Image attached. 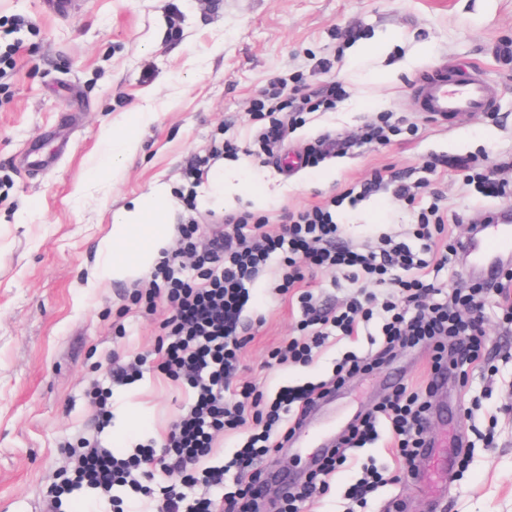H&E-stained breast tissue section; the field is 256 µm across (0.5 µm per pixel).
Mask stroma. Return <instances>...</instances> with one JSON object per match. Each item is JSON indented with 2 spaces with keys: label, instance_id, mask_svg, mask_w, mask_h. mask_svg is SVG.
<instances>
[{
  "label": "stroma",
  "instance_id": "stroma-1",
  "mask_svg": "<svg viewBox=\"0 0 512 512\" xmlns=\"http://www.w3.org/2000/svg\"><path fill=\"white\" fill-rule=\"evenodd\" d=\"M386 38L389 52L353 57L356 45ZM0 512H46L47 485L67 465L65 443L99 440L114 453L162 441L189 400L181 383L148 371L134 381L110 378L115 360L157 348L165 301L136 305L134 282H101L97 246L113 214L154 185L177 189L192 160L207 155L225 121L240 147L250 143L251 104L269 82L332 83L335 109L306 115L283 143L305 153L329 132L346 154L283 173L274 155H229L204 175L193 204L178 203L172 224L195 218L209 237L224 215L250 211L278 228L287 213L322 203L378 171L418 174L438 156L433 186L451 225L465 234L487 210L512 209V195L488 200L465 185L455 164L474 159L512 181V0H73L61 15L42 0H0ZM477 68L498 85L495 111L436 122L418 112L411 88L440 69ZM390 80H383V73ZM146 113L140 143L117 169L104 162L130 114ZM391 112L405 133L385 146H356L378 113ZM53 156L47 170L26 151ZM417 217L393 186L358 206L336 210L348 243L366 249L381 234L410 238ZM270 264L255 283L245 315L253 338L236 378L265 391L327 377L345 352H367L366 337L330 339L314 362L267 366L269 353L300 336L296 301L273 294ZM302 288L320 303H345L353 288L340 272H306ZM487 365L448 369L431 399L429 437L441 444L463 428L465 444L448 476L420 460L413 476L355 506L345 489L363 465L391 470L387 437L355 452L329 491L301 512H512V324L496 307L486 314ZM429 354L395 352L371 375L353 378L310 414L306 432L335 431L382 400L395 378L425 386ZM108 397L99 421L87 397Z\"/></svg>",
  "mask_w": 512,
  "mask_h": 512
}]
</instances>
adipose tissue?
Segmentation results:
<instances>
[{
	"label": "adipose tissue",
	"mask_w": 512,
	"mask_h": 512,
	"mask_svg": "<svg viewBox=\"0 0 512 512\" xmlns=\"http://www.w3.org/2000/svg\"><path fill=\"white\" fill-rule=\"evenodd\" d=\"M173 203L172 191L158 186L114 214L110 233L99 244L103 275L132 279L155 266L173 234Z\"/></svg>",
	"instance_id": "adipose-tissue-1"
}]
</instances>
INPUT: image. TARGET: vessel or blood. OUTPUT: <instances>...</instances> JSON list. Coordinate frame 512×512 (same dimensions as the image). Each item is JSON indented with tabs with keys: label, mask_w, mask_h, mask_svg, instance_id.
<instances>
[{
	"label": "vessel or blood",
	"mask_w": 512,
	"mask_h": 512,
	"mask_svg": "<svg viewBox=\"0 0 512 512\" xmlns=\"http://www.w3.org/2000/svg\"><path fill=\"white\" fill-rule=\"evenodd\" d=\"M500 94L499 87L477 69L461 78L450 77L441 70L414 88L419 111L441 122L461 113L493 111ZM465 258L473 271L486 280L495 279L499 265L512 260V212L491 210L486 223L468 241Z\"/></svg>",
	"instance_id": "1"
}]
</instances>
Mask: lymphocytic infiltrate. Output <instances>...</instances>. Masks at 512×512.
I'll list each match as a JSON object with an SVG mask.
<instances>
[{
	"label": "lymphocytic infiltrate",
	"mask_w": 512,
	"mask_h": 512,
	"mask_svg": "<svg viewBox=\"0 0 512 512\" xmlns=\"http://www.w3.org/2000/svg\"><path fill=\"white\" fill-rule=\"evenodd\" d=\"M335 104V85L290 92L281 81H273L255 104L262 119L255 134L260 153H273L284 142L289 128L297 125L298 114L331 109ZM424 167L426 176L413 182L396 172H375L340 197L288 213L276 231L268 229L264 217L249 212L225 217L224 231L205 243L197 238L195 225H183L179 252L163 254L150 287L137 291L135 299L149 311L158 299H165L169 315L162 324L154 366L168 379L186 385L192 398L174 420L161 449L148 446L122 456L95 440L66 449L73 478L68 484L50 485V501L58 502L76 484L104 498L113 497L120 487L144 492L152 499L153 512H217L222 505L230 512H256L266 490L263 461L275 458L310 409L353 376L372 374L395 350L419 345L431 354L433 378L442 375L454 353L460 366L481 365L486 357L484 310L488 301L503 297L505 282L512 280V265L501 267L498 282L479 279L468 290L428 281L429 269L458 261L466 239H449L446 250L437 249L435 233L444 232L459 217L449 213L441 194L429 188L436 161H426ZM385 182L416 208L415 240L408 243L383 236L369 249L353 248L340 231L336 210L371 196ZM187 257L192 260L188 266L183 263ZM275 259L281 267L277 294L293 290L308 269L347 270L357 290L339 308L323 307L311 291L298 293L306 334L271 352V363L308 365L333 337L365 335L372 349L362 355L346 352L331 375L319 382L266 392L250 383L234 384L233 378L251 339L244 323L249 286ZM369 283L390 288L389 297L378 300L366 291ZM434 391L432 383L414 390L402 384L357 415L334 446L319 456L301 486L284 489L278 512H300L302 503L326 493L331 477L345 466L352 451L383 434L396 450V469L384 472L365 467L362 476L350 483L347 496L362 502L380 488L400 483L428 445L425 420ZM220 432L237 433L240 445L224 464L203 466ZM155 466L173 477L156 491L144 484ZM231 472L238 481L233 491L226 488ZM199 484L204 485L205 495L188 498L187 488Z\"/></svg>",
	"instance_id": "f902f5d3"
}]
</instances>
